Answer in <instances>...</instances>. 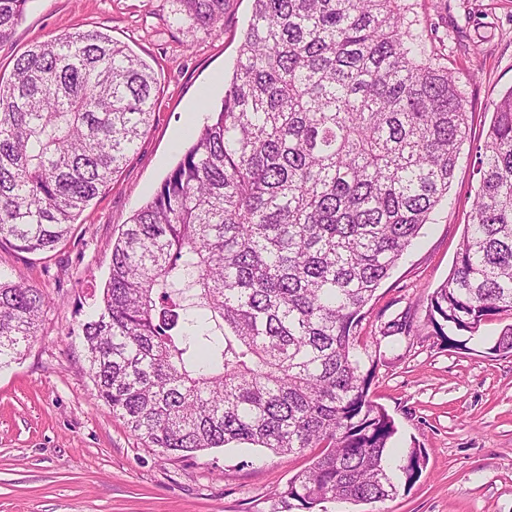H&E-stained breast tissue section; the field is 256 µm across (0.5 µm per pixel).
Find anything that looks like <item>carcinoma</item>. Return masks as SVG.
I'll use <instances>...</instances> for the list:
<instances>
[{
  "instance_id": "obj_1",
  "label": "carcinoma",
  "mask_w": 512,
  "mask_h": 512,
  "mask_svg": "<svg viewBox=\"0 0 512 512\" xmlns=\"http://www.w3.org/2000/svg\"><path fill=\"white\" fill-rule=\"evenodd\" d=\"M211 27L224 0H179ZM27 0H0V44ZM157 79L100 30L37 42L0 77V245L47 253L112 184L149 126ZM463 94L423 58L402 0H253L221 108L112 247L89 374L148 447L187 457L230 443L322 452L279 493L311 510L383 502L393 419L373 405L355 330L377 288L448 200L467 139ZM473 208L435 333L512 315V89L480 147ZM49 304L0 279V366Z\"/></svg>"
}]
</instances>
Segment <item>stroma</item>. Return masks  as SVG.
<instances>
[{"instance_id":"35a3bbf8","label":"stroma","mask_w":512,"mask_h":512,"mask_svg":"<svg viewBox=\"0 0 512 512\" xmlns=\"http://www.w3.org/2000/svg\"><path fill=\"white\" fill-rule=\"evenodd\" d=\"M411 32L448 67L467 101L469 129L448 192L356 329L375 365L371 400L395 421L396 455L422 448L411 489L371 505L327 502L325 512H512V356L491 354L512 315L447 346L428 303L450 278L472 208L476 148L494 104L512 89V0H406ZM252 0H224L216 31L199 28L178 0H28L0 75L33 43L97 28L152 67V121L110 187L55 251L0 246V277L24 278L50 304L36 339L0 368V512H299L278 497L317 449L275 455L230 444L171 459L146 447L96 396L81 325L100 302L112 246L131 216L220 106ZM408 321L406 334L387 325Z\"/></svg>"}]
</instances>
